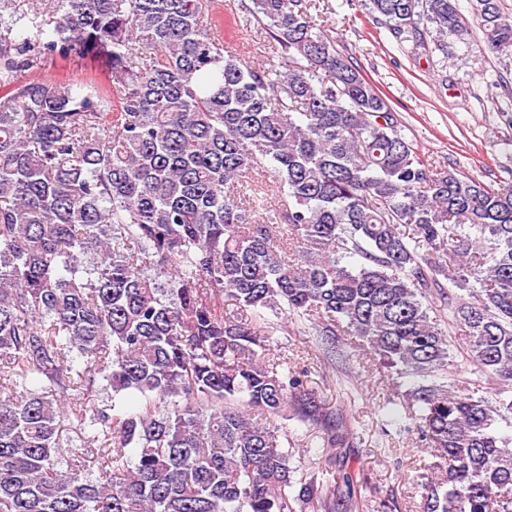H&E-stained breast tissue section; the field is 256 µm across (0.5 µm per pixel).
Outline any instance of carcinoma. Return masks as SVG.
I'll return each instance as SVG.
<instances>
[{
    "label": "carcinoma",
    "instance_id": "1",
    "mask_svg": "<svg viewBox=\"0 0 512 512\" xmlns=\"http://www.w3.org/2000/svg\"><path fill=\"white\" fill-rule=\"evenodd\" d=\"M53 2L17 30L0 0V512L313 500L352 428L273 357L291 325L328 361L343 342L414 379L392 400L440 459L420 512H512V186L422 158L314 23L318 0L242 5L265 64L206 31L215 0ZM479 4L490 49L511 50L497 0ZM369 9L394 34L469 35L453 0ZM72 53L104 61L109 95L19 80L38 56ZM457 354L471 377L454 378ZM293 419L322 440L308 480L280 440ZM71 433L77 457H107L98 477L64 455Z\"/></svg>",
    "mask_w": 512,
    "mask_h": 512
}]
</instances>
